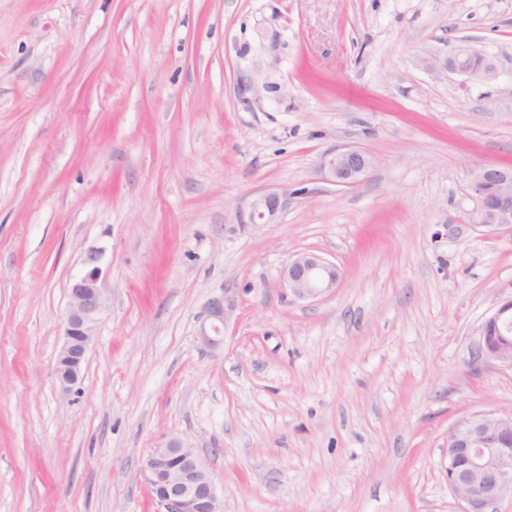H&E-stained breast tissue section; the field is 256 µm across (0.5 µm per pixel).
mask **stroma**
<instances>
[{"label":"stroma","instance_id":"stroma-1","mask_svg":"<svg viewBox=\"0 0 512 512\" xmlns=\"http://www.w3.org/2000/svg\"><path fill=\"white\" fill-rule=\"evenodd\" d=\"M462 41L495 81L448 71ZM488 163L512 0H0V512H155L139 470L173 438L224 512H460L449 430L512 414V367L475 358L512 298V232L466 220ZM91 249L106 309L64 394ZM304 250L341 273L307 301L278 281ZM324 166L334 183L349 186L364 175L368 160L359 150L344 149L329 153ZM281 205L280 197L276 194H266L256 198L251 203V212L249 218L252 224H268L277 213ZM266 220L265 222L258 223L255 219Z\"/></svg>","mask_w":512,"mask_h":512}]
</instances>
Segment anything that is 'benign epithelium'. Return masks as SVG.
<instances>
[{"mask_svg": "<svg viewBox=\"0 0 512 512\" xmlns=\"http://www.w3.org/2000/svg\"><path fill=\"white\" fill-rule=\"evenodd\" d=\"M479 57L474 66L469 60ZM449 71L484 83L495 80V57L468 42L456 44L448 55ZM325 168L331 180L349 186L368 168L366 156L356 149L329 153ZM469 223L491 232H512V171L495 163L486 164L473 176ZM281 205L276 194H266L251 203L250 220H271ZM100 253L90 251L84 270L68 286L65 340L56 360V379L65 393L77 384L96 323L106 307L101 287ZM340 273L335 263L314 252L291 256L280 270V285L297 299H313L336 287ZM234 307L224 296L213 300L207 317L216 321L212 333L201 331L206 345L220 344V324ZM512 300L488 316L480 330L477 350L483 360L512 366ZM141 481L157 505V512H223V503L208 471L193 449L173 438L153 449L140 469ZM448 488L462 503V512H497L498 502L512 494V415L476 412L459 421L448 433Z\"/></svg>", "mask_w": 512, "mask_h": 512, "instance_id": "1", "label": "benign epithelium"}]
</instances>
